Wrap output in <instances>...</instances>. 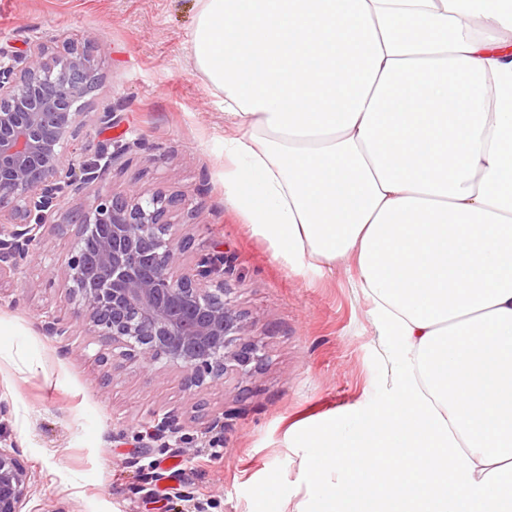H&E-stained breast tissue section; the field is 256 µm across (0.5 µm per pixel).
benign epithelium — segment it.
<instances>
[{
	"label": "benign epithelium",
	"instance_id": "benign-epithelium-1",
	"mask_svg": "<svg viewBox=\"0 0 512 512\" xmlns=\"http://www.w3.org/2000/svg\"><path fill=\"white\" fill-rule=\"evenodd\" d=\"M97 72L86 46L59 38L36 40L24 52L0 46V286L42 259L49 237L75 229L72 249L57 259L60 286L83 318L86 332L112 341L115 356L144 368L182 371L200 392L229 372L247 375L266 359L249 334L228 278L232 261L220 250L189 257L194 239L166 220L176 199L161 192L116 193L105 174L128 148L110 140L74 146L92 121L116 124L107 107L83 111L89 78ZM88 195L64 209L70 196ZM41 330L67 342L73 325L52 310ZM151 439L182 430L174 410L151 413ZM30 475L15 448H0V512H21Z\"/></svg>",
	"mask_w": 512,
	"mask_h": 512
}]
</instances>
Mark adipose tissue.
Segmentation results:
<instances>
[{
	"mask_svg": "<svg viewBox=\"0 0 512 512\" xmlns=\"http://www.w3.org/2000/svg\"><path fill=\"white\" fill-rule=\"evenodd\" d=\"M224 197L272 258L352 273L391 364L306 430L321 512H512V0H196Z\"/></svg>",
	"mask_w": 512,
	"mask_h": 512,
	"instance_id": "adipose-tissue-1",
	"label": "adipose tissue"
}]
</instances>
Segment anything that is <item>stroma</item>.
I'll return each mask as SVG.
<instances>
[{"mask_svg": "<svg viewBox=\"0 0 512 512\" xmlns=\"http://www.w3.org/2000/svg\"><path fill=\"white\" fill-rule=\"evenodd\" d=\"M195 16V0H0V46L92 40L99 82L84 109L112 107L120 121L106 137L132 145L108 186L179 199L196 245L233 256L230 283L268 353L250 377L190 393L180 372L113 359L110 340L43 335V310L73 321L77 308L49 287L54 266L25 267L20 281L39 289H0V438L29 469L21 512H295L304 500L317 512L303 431L331 415L357 426L386 398L388 366L348 274L296 277L226 203L224 105L186 44ZM95 355L104 369L89 365ZM229 407L236 415L213 424ZM163 408L178 409L194 456L177 438L162 448L146 437Z\"/></svg>", "mask_w": 512, "mask_h": 512, "instance_id": "obj_1", "label": "stroma"}]
</instances>
